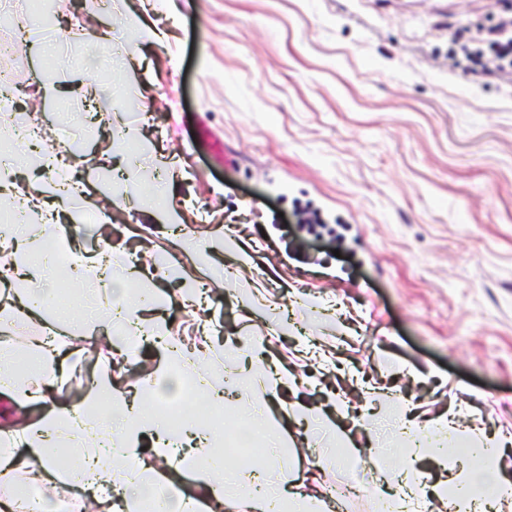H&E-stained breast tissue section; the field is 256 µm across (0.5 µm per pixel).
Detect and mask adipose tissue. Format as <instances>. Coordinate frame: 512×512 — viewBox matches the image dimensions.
Returning a JSON list of instances; mask_svg holds the SVG:
<instances>
[{
  "instance_id": "adipose-tissue-1",
  "label": "adipose tissue",
  "mask_w": 512,
  "mask_h": 512,
  "mask_svg": "<svg viewBox=\"0 0 512 512\" xmlns=\"http://www.w3.org/2000/svg\"><path fill=\"white\" fill-rule=\"evenodd\" d=\"M41 165L52 178L47 186L37 188L25 197L15 192L13 172L0 169V202L13 201L15 207L39 213L43 229L52 231L60 246L70 256V274L83 280L95 276L104 300H111L112 287L126 278L127 271L115 259L111 248L95 253L83 251L72 238L68 228L60 223L57 210L49 207L48 198L54 194H78L79 185L69 173L62 153L56 148L44 151ZM33 242L26 226H14L0 233V253L11 255V270L28 287L18 303L28 310L49 306L52 295L43 286L55 278L57 264L45 253H32ZM143 301L132 298L113 309V317L130 335L147 330L163 340L166 355L172 361L193 368L196 357L182 353L179 342L167 336L165 327L142 315ZM67 355L62 346L39 343L26 357L27 369L23 378L10 372L11 350H0V391L32 402L45 403L41 418L26 424L19 431L0 435V477L37 468L40 481L48 486L66 479L54 447L67 441L83 453L81 479L86 488L97 490L122 483L137 485L138 492L106 502L96 499L95 512H138L140 497L149 492L160 493L164 512H332L329 505L311 502L294 485L291 478L272 471L252 467L242 469L228 463L224 453L210 452L204 460L192 457L194 447L209 444L217 434L186 424L179 439H172L164 419L148 410L141 397L128 394L113 379L111 371H103L92 402H106V415L90 414L88 409L49 407L57 385L68 373ZM393 433L405 442L402 464L391 473H379L377 480L384 491L377 504L378 512H422L424 499L441 503L443 512H512V481L485 467L484 462L498 452L492 437L480 435L469 448L471 460L464 470L447 475L436 482L424 481L419 464L427 458L442 459L459 436L455 420L443 416L433 422L430 431L420 429L412 407H403ZM160 461L161 468L147 482H139L137 466L144 455ZM188 467L199 483L200 498L182 493L169 471ZM483 485L482 497H474L469 488Z\"/></svg>"
}]
</instances>
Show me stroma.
I'll return each instance as SVG.
<instances>
[{
    "instance_id": "35a3bbf8",
    "label": "stroma",
    "mask_w": 512,
    "mask_h": 512,
    "mask_svg": "<svg viewBox=\"0 0 512 512\" xmlns=\"http://www.w3.org/2000/svg\"><path fill=\"white\" fill-rule=\"evenodd\" d=\"M67 27L40 29L0 59V151L29 115L42 146L72 127L85 146L88 187L66 203L93 208L77 226L82 249L122 252L141 272L127 286L150 294L146 317L185 346L210 324L212 343L254 341L253 360L216 353L202 368L237 414L217 447L250 428L236 400L242 378L261 392L267 366L287 369L270 424L284 439L258 465L297 477L307 494L343 495L342 512H375L378 472L342 466L330 433L286 425L294 404L329 407L337 371L381 392L343 385L350 414L393 416L415 406L422 423L453 415L496 436L500 475L512 479V77L482 78L448 56L494 23L502 0H58ZM152 27L158 38L131 40ZM53 82L56 97L46 96ZM92 123L79 122L89 92ZM163 193L188 242L157 271L174 237L143 196ZM252 256L238 260V248ZM206 289L187 307L183 286ZM60 305L0 311L17 358L52 335L81 370L111 367L121 383L155 385L159 402L185 401L161 385L165 356L144 339L130 360L83 336L117 335L95 280L60 268ZM371 493L345 496L350 482Z\"/></svg>"
}]
</instances>
